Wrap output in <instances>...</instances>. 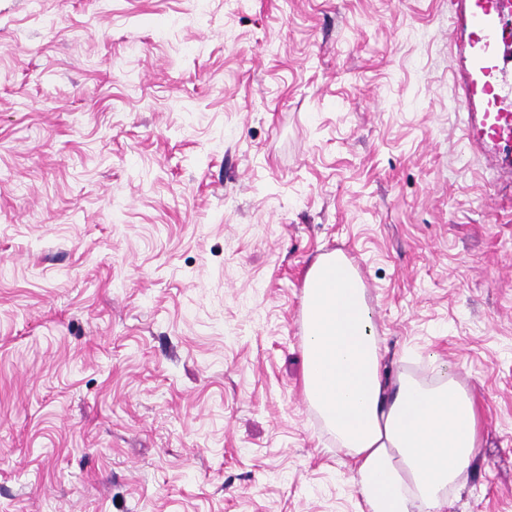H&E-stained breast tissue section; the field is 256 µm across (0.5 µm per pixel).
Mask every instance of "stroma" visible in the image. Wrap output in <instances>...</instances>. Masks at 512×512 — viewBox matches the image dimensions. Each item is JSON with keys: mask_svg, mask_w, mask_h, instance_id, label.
Here are the masks:
<instances>
[{"mask_svg": "<svg viewBox=\"0 0 512 512\" xmlns=\"http://www.w3.org/2000/svg\"><path fill=\"white\" fill-rule=\"evenodd\" d=\"M478 0H0V512H361L303 394L360 259L391 372L450 365L512 512V113ZM469 138L482 139L487 136L495 142L512 146V113L487 112L484 115L480 131L468 125Z\"/></svg>", "mask_w": 512, "mask_h": 512, "instance_id": "stroma-1", "label": "stroma"}]
</instances>
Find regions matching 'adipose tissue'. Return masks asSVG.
I'll list each match as a JSON object with an SVG mask.
<instances>
[{"instance_id":"1","label":"adipose tissue","mask_w":512,"mask_h":512,"mask_svg":"<svg viewBox=\"0 0 512 512\" xmlns=\"http://www.w3.org/2000/svg\"><path fill=\"white\" fill-rule=\"evenodd\" d=\"M303 291L304 395L352 458L367 512H444L471 467L480 405L451 372L427 383L384 363L357 272L319 256Z\"/></svg>"}]
</instances>
